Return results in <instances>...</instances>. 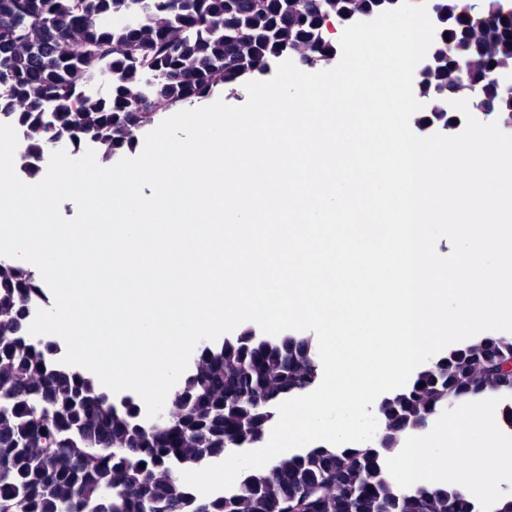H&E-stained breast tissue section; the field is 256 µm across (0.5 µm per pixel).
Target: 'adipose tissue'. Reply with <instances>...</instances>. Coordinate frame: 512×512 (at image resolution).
Returning <instances> with one entry per match:
<instances>
[{"mask_svg":"<svg viewBox=\"0 0 512 512\" xmlns=\"http://www.w3.org/2000/svg\"><path fill=\"white\" fill-rule=\"evenodd\" d=\"M500 416L501 407L496 399H487L477 410L471 399L464 398L459 400L458 412L446 426L424 432L408 430L404 456L394 462L401 487L445 483L464 497L474 496L482 486L486 462L512 465V433L499 429ZM462 452L474 458L470 469H449V457Z\"/></svg>","mask_w":512,"mask_h":512,"instance_id":"ef3b65f1","label":"adipose tissue"}]
</instances>
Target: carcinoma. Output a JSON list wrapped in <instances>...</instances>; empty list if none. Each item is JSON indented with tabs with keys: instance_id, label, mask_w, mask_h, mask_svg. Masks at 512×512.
I'll return each instance as SVG.
<instances>
[{
	"instance_id": "cac0c4a2",
	"label": "carcinoma",
	"mask_w": 512,
	"mask_h": 512,
	"mask_svg": "<svg viewBox=\"0 0 512 512\" xmlns=\"http://www.w3.org/2000/svg\"><path fill=\"white\" fill-rule=\"evenodd\" d=\"M376 0H0V114L26 130L27 156L50 138L102 161L135 148L162 112H179L270 72L288 52L320 62L335 42L336 14ZM484 0L486 29L472 31L448 0L444 40L430 49L426 80L439 95L466 79L512 116L494 77L512 70V12ZM32 272L0 265V512H474L454 489L402 490L388 460L367 448L318 445L246 476L231 491L200 497L182 471L260 441L268 403L300 395L319 378L312 336L256 340L251 330L201 342L174 391L175 418L147 427L131 396L116 402L80 367L61 362L59 342L28 330ZM512 340L489 337L452 350L385 397L386 438L396 446L451 399L512 393Z\"/></svg>"
}]
</instances>
